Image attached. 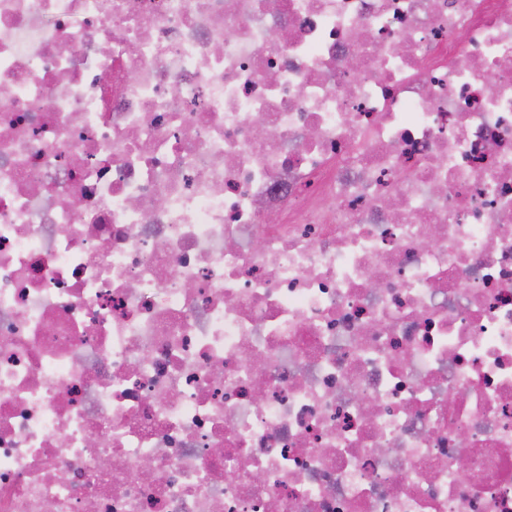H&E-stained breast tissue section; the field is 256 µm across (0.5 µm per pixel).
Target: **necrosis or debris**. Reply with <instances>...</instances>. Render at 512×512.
I'll return each instance as SVG.
<instances>
[{"instance_id":"obj_1","label":"necrosis or debris","mask_w":512,"mask_h":512,"mask_svg":"<svg viewBox=\"0 0 512 512\" xmlns=\"http://www.w3.org/2000/svg\"><path fill=\"white\" fill-rule=\"evenodd\" d=\"M0 512H512V0H0Z\"/></svg>"}]
</instances>
